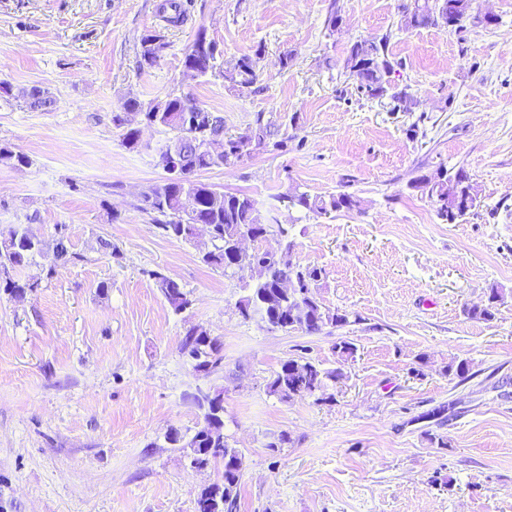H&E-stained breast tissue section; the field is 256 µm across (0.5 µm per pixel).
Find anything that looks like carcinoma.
<instances>
[{"mask_svg":"<svg viewBox=\"0 0 512 512\" xmlns=\"http://www.w3.org/2000/svg\"><path fill=\"white\" fill-rule=\"evenodd\" d=\"M159 12L170 25L182 23L187 14L183 0H162ZM462 17L465 22L485 26L496 22L490 14L474 12L472 0H406L399 7L398 29L407 32L433 27L456 31L464 27ZM389 40L388 34L356 40L350 46L344 68L355 74L359 94L369 99H388L393 108L412 111L419 106V100L408 87H401L392 79L400 63L389 53ZM167 47L164 34L155 29L145 30L139 42L138 68H153ZM263 52L259 46L251 54L223 62L218 43L202 29L184 54L183 68L195 77L217 74L236 94L249 96L261 90L259 63ZM12 98L33 111L47 110L56 104L47 90L37 86L21 90ZM123 108L124 114L113 116L112 121L123 129L121 143L127 149L140 147V129L133 126L134 116L148 126L174 134L157 150L164 176L140 194L137 208L150 217L162 235L183 242L194 240L195 225H207L213 249L202 260L224 268V274L234 275L241 266L256 269L251 282L243 286L246 294L236 303L243 318L257 316L272 331H296L307 336L359 321L357 317L350 318L345 310L330 309L318 301L321 270L296 260V242L288 238L286 229L277 226L274 216L261 211L253 197L220 191L197 179L201 171L242 162L258 151L288 149V144L296 139L297 116L267 118L265 113L257 112L242 131L228 134L224 131V116L207 110L189 92H173L149 101L129 97ZM28 164L24 154L0 145V165L21 168ZM409 188L427 199L437 218L447 224L458 223L481 206L478 191L463 168L450 172L439 166L415 177ZM279 201L316 215L359 209V200L347 192L318 196L295 187L280 196ZM242 226L250 228L254 241L259 243L257 250L234 251L233 239ZM272 238L275 245L260 246ZM43 248L44 242L31 239L22 224L0 231V270L6 272L31 263L42 256ZM152 277L174 311L180 312L189 305L176 282L159 272L152 273ZM285 277L296 279L293 297L280 288ZM503 299V290L491 287L487 304L467 308L465 313L472 319L489 322L495 318L497 304ZM180 350L191 360L193 369L205 377L223 367L220 341L203 330L189 329ZM341 376L338 368H324L306 357H290L274 372L267 391L285 402L295 397L323 396L327 382ZM187 400L202 411V421L188 438L176 431L171 433L169 443L186 450L194 468L217 462L224 468L221 481L203 487L198 493L196 512H239L244 459L224 436V391L199 389L188 395Z\"/></svg>","mask_w":512,"mask_h":512,"instance_id":"carcinoma-1","label":"carcinoma"}]
</instances>
